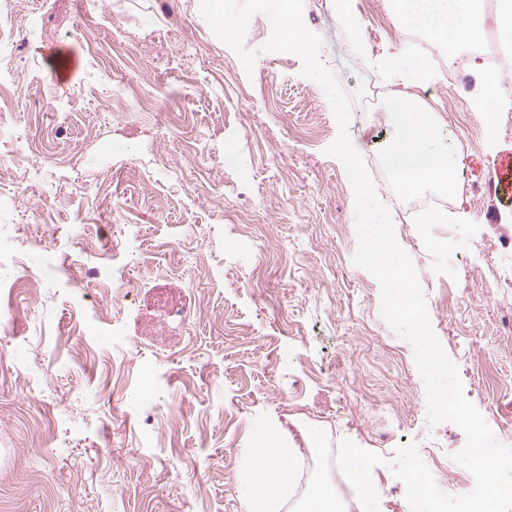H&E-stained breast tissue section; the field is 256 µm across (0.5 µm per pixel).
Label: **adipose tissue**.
Listing matches in <instances>:
<instances>
[{"label": "adipose tissue", "instance_id": "ef3b65f1", "mask_svg": "<svg viewBox=\"0 0 512 512\" xmlns=\"http://www.w3.org/2000/svg\"><path fill=\"white\" fill-rule=\"evenodd\" d=\"M481 11V0H407L403 19L406 27L427 31L434 44L451 53L477 37ZM387 109L398 127L395 141L383 153L390 176L408 192L430 186L455 193L458 161L440 133L437 113L413 107L401 91ZM251 439L262 444L266 456L239 474L244 512H282L298 484L299 451L267 425L256 426Z\"/></svg>", "mask_w": 512, "mask_h": 512}]
</instances>
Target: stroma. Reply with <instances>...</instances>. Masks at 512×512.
<instances>
[{
  "mask_svg": "<svg viewBox=\"0 0 512 512\" xmlns=\"http://www.w3.org/2000/svg\"><path fill=\"white\" fill-rule=\"evenodd\" d=\"M351 6L354 38L335 0H304L322 62L347 92L402 88L377 64L406 49L401 18L389 0ZM98 10L86 30L80 0L16 4L21 93L0 121V197L14 202L0 237L18 260L0 266V512H244L238 474L266 423L299 448L317 427L331 446L383 456L373 479L391 488L399 447L426 452L456 426L428 425L413 350L354 263V193L325 153L339 128L322 88L297 55L263 51V14L248 25L245 45L259 52L248 73L199 0ZM484 68L471 58L452 82L434 75L424 102L464 172L448 207L463 222L404 223L391 191L375 190L464 394L488 419L512 400L497 291L512 206L487 189L512 156V70L490 140L472 104ZM122 91L164 94L165 106L103 111ZM393 133L381 105L348 127L365 159ZM45 196L59 206L39 210ZM117 232L131 251L113 252ZM116 271L130 286L120 301Z\"/></svg>",
  "mask_w": 512,
  "mask_h": 512,
  "instance_id": "obj_1",
  "label": "stroma"
}]
</instances>
